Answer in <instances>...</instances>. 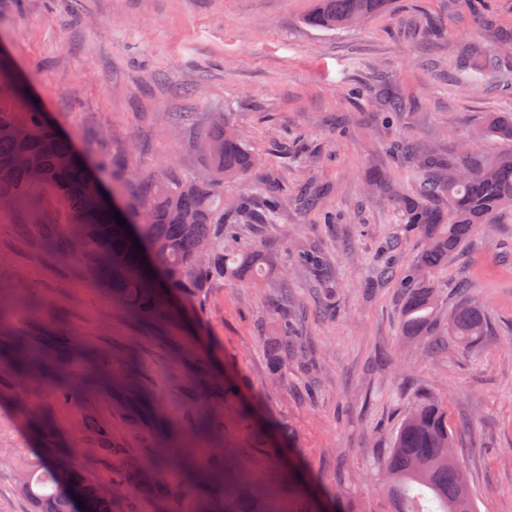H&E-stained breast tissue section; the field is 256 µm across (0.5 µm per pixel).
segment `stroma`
<instances>
[{"instance_id":"stroma-1","label":"stroma","mask_w":512,"mask_h":512,"mask_svg":"<svg viewBox=\"0 0 512 512\" xmlns=\"http://www.w3.org/2000/svg\"><path fill=\"white\" fill-rule=\"evenodd\" d=\"M311 0H0V42L43 112L94 169L104 187L127 183L122 204L168 168L208 174L195 148L210 113H228L261 164L248 180L252 209L280 202L275 223L242 224L260 241L293 299L297 339L272 358L281 317L269 280H217L176 322L146 327L111 300L85 267L62 262L35 232L17 234L0 217V298L13 307L8 329L62 324L80 347L135 358L152 394L151 414L189 429L182 389L187 364L205 352L232 371L260 422L286 433L314 492L334 512H392L379 462L413 401L448 408L455 452L478 512H512V219L478 226L438 280L451 308L469 284L491 330L476 352L431 337L407 338L394 277L421 249L400 230L396 199L418 173L395 158L407 140L443 153L468 148L488 158L499 141L480 134L488 112L512 113V89L459 84L456 57L475 40L498 49L512 31V0H391L388 9L342 31L305 25ZM402 104L387 115L389 100ZM388 188L368 191L373 175ZM322 252L326 281L295 259ZM51 410L71 460L112 498V512H155L152 500L112 486L108 457L91 449L85 418L144 457L150 425H131L111 389L57 404L36 381L0 391V512H32L14 461L43 458L30 423Z\"/></svg>"}]
</instances>
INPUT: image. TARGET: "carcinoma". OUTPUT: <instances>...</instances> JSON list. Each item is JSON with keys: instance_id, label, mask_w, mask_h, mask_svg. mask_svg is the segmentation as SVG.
<instances>
[{"instance_id": "carcinoma-1", "label": "carcinoma", "mask_w": 512, "mask_h": 512, "mask_svg": "<svg viewBox=\"0 0 512 512\" xmlns=\"http://www.w3.org/2000/svg\"><path fill=\"white\" fill-rule=\"evenodd\" d=\"M391 0H314L308 25L325 31L345 29L386 10ZM466 78L502 81L497 58H473L463 70ZM483 134L511 147L492 161L471 153L444 157L429 146L398 145L402 158L423 172L409 196L396 205L404 230L425 240L424 248L398 277L402 290V330L406 336H451L465 351L480 346L491 324L485 311L468 297V286L456 288L457 303L448 322L438 318L434 276L465 245L480 224H495L512 215V115L491 112L484 118ZM201 152L210 178L201 181L171 174L152 186L139 208L113 209L100 198L71 143L30 102L28 86L9 65L0 63V200L5 211L21 217L18 230L40 234L53 256L82 263L104 285L113 300L134 319L159 324L173 318L168 298L192 300L206 292L217 278L251 280L268 274L264 245L254 243L224 248L237 241L232 223L249 213L251 195L224 200V180L244 179L256 159L238 139L223 112L213 116L201 137ZM126 222L122 227L113 213ZM132 235H127V231ZM138 243L141 249L133 244ZM151 254L150 265L141 256ZM48 345L32 337L0 332V357L9 374L56 385V400L69 403L70 387L62 384L73 352L72 337L52 331ZM84 379L87 387L112 383L128 400L132 421H140V406L147 396L134 371L115 367L112 354L95 351ZM189 409L196 399L213 404L196 415L190 438L158 420L152 462L145 464L130 449L112 441L108 427L94 421L85 427L98 446L108 452L112 484L154 499L162 512H260L252 498L255 480L248 476L251 453L229 456L221 448H202L224 432L230 408H235L237 430L250 438L253 451L276 452L256 429L253 407L237 402L236 389L217 378L204 356L190 362ZM46 456L39 473L28 464L18 467L21 493L32 512H112L111 498L85 477L59 447L53 419L34 420ZM453 430L448 408L423 398L408 412L395 436L393 448L381 463L383 486L393 512H477L462 465L451 454ZM174 468L188 472V483H172L165 473ZM283 512H319L303 489L302 476L291 470ZM83 500L85 506L78 505Z\"/></svg>"}]
</instances>
